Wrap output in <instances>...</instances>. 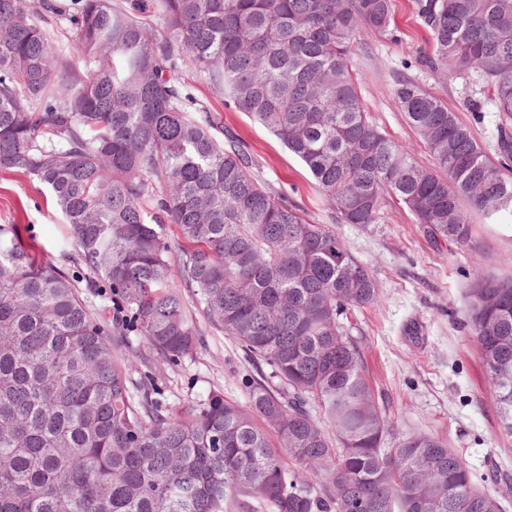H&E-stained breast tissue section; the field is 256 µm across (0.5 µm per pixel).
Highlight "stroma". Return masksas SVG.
<instances>
[{
  "mask_svg": "<svg viewBox=\"0 0 512 512\" xmlns=\"http://www.w3.org/2000/svg\"><path fill=\"white\" fill-rule=\"evenodd\" d=\"M393 3L397 35H364L351 55L373 123L422 165H431L426 148L393 100L397 81L408 78L457 110L483 148L495 152L498 113L488 103L479 112L463 110L465 99L478 97V85L468 78L441 80L418 65L417 52L425 35L413 0ZM180 76L191 95L243 145L257 179L285 194L309 219L328 225L373 271L380 300L375 306L350 311L347 324L360 343L394 435H440L463 455L477 483H511L512 437L499 429L478 349L464 324V310L465 290L474 271L512 277V221L488 224L471 214L475 241L471 248L435 246L410 213L390 204L370 227L340 223L300 159L249 115L227 107L223 91L191 62L182 64ZM0 224L19 225L25 242L76 276L89 309L107 320L116 314L109 289L89 288L90 273L77 261L68 226L36 180L0 174ZM182 296L187 314L200 323L202 336L194 356L169 367L159 380L164 402L174 408L220 390L225 399L248 406L246 381L255 376V364L235 340L205 324L190 289H183Z\"/></svg>",
  "mask_w": 512,
  "mask_h": 512,
  "instance_id": "obj_1",
  "label": "stroma"
}]
</instances>
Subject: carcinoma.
Segmentation results:
<instances>
[{
	"mask_svg": "<svg viewBox=\"0 0 512 512\" xmlns=\"http://www.w3.org/2000/svg\"><path fill=\"white\" fill-rule=\"evenodd\" d=\"M415 5L420 65L476 78L511 119L512 0ZM392 17V0H81L71 14L0 0V172L46 186L79 260L130 314L114 325L91 313L19 225L0 224V512H502L442 437L384 447L391 421L340 321L377 303L370 267L260 183L180 81L192 61L306 165L343 222L376 224L391 199L434 244H466L461 200L491 221L512 215V135L502 127L489 157L410 79L394 103L435 168L381 133L350 57ZM176 265L209 326L271 368L273 381L249 380V408L220 390L178 411L155 397L201 332ZM466 298L512 435V278L478 271ZM131 330L155 353L139 380L119 357Z\"/></svg>",
	"mask_w": 512,
	"mask_h": 512,
	"instance_id": "cac0c4a2",
	"label": "carcinoma"
}]
</instances>
